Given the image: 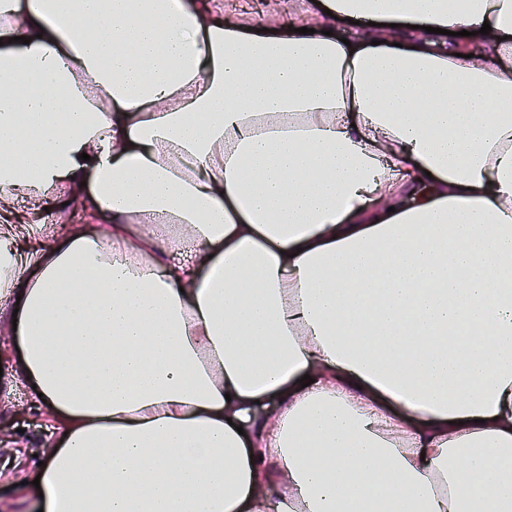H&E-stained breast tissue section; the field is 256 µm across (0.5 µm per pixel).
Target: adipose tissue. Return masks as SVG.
<instances>
[{"mask_svg": "<svg viewBox=\"0 0 512 512\" xmlns=\"http://www.w3.org/2000/svg\"><path fill=\"white\" fill-rule=\"evenodd\" d=\"M324 6L374 27L0 0L43 512H512V0ZM27 198L90 221L22 254Z\"/></svg>", "mask_w": 512, "mask_h": 512, "instance_id": "1", "label": "adipose tissue"}]
</instances>
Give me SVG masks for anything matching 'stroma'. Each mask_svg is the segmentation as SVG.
Instances as JSON below:
<instances>
[{
	"label": "stroma",
	"mask_w": 512,
	"mask_h": 512,
	"mask_svg": "<svg viewBox=\"0 0 512 512\" xmlns=\"http://www.w3.org/2000/svg\"><path fill=\"white\" fill-rule=\"evenodd\" d=\"M226 10L245 26L276 28L291 22L309 25L323 20L315 0H224ZM18 343L0 335V512H39L33 481L37 458L48 440L57 438L52 418L35 391L20 378Z\"/></svg>",
	"instance_id": "1"
}]
</instances>
